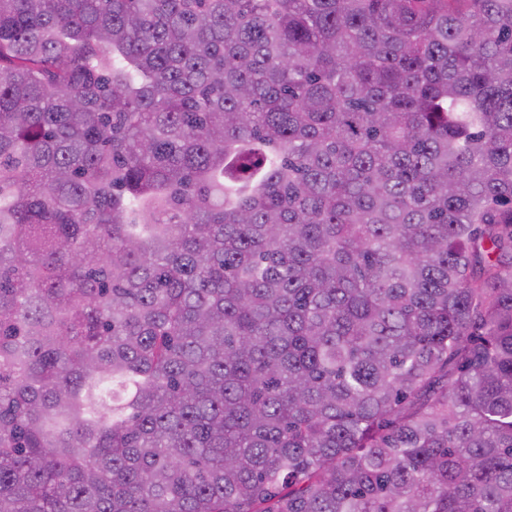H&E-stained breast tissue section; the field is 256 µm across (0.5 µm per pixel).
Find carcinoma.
<instances>
[{
  "label": "carcinoma",
  "instance_id": "1",
  "mask_svg": "<svg viewBox=\"0 0 512 512\" xmlns=\"http://www.w3.org/2000/svg\"><path fill=\"white\" fill-rule=\"evenodd\" d=\"M0 512H512V0H0Z\"/></svg>",
  "mask_w": 512,
  "mask_h": 512
}]
</instances>
